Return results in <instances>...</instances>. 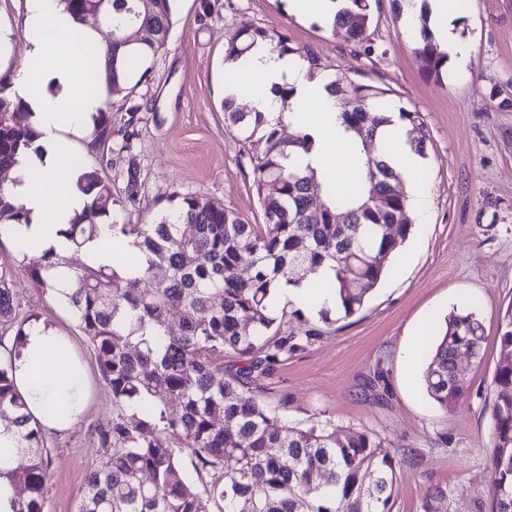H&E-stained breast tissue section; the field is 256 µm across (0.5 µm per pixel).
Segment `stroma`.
<instances>
[{
  "instance_id": "35a3bbf8",
  "label": "stroma",
  "mask_w": 512,
  "mask_h": 512,
  "mask_svg": "<svg viewBox=\"0 0 512 512\" xmlns=\"http://www.w3.org/2000/svg\"><path fill=\"white\" fill-rule=\"evenodd\" d=\"M364 42L346 41L330 25L301 17L287 0H176L167 42L138 84L104 92L112 136L92 130L74 139V155L112 185L119 224H147L186 194L224 204L246 221L263 215L252 186V150L224 121V42L242 22L283 33L291 47L318 58L322 74L345 84L386 90L390 108L420 112L426 165L417 177L431 206L394 264L395 271L357 315L322 323L289 296L295 347L258 382L256 394L289 423L331 422L337 436L370 432L397 447L392 512H491V416L487 391L503 356L501 311L512 302V0H466L452 10L456 33L471 46L467 76L425 77L415 60L417 31L393 0H371ZM26 0H0V65H25ZM133 146L120 150L124 133ZM16 246L0 241V277L20 315L71 337L89 372L84 415L45 435L44 512H75L85 477L103 457L99 429L112 424V391L95 352L68 310L34 288ZM484 325L481 360L461 357L464 402L441 408L426 400L421 372L406 354L416 334H430L453 309ZM321 333L308 335L310 325Z\"/></svg>"
}]
</instances>
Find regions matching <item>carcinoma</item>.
<instances>
[{
    "mask_svg": "<svg viewBox=\"0 0 512 512\" xmlns=\"http://www.w3.org/2000/svg\"><path fill=\"white\" fill-rule=\"evenodd\" d=\"M174 0H155L152 11L138 0H113L114 20L132 21L159 34L152 47L106 56L105 83L128 84L137 64L166 44ZM332 29L361 43L371 23L370 0H341ZM269 41L282 53H295L288 38L243 24L224 44L225 59L236 58L257 42ZM415 57L427 77H440L448 54L432 31L419 32ZM343 107L340 113L348 147L366 158L365 181L342 195L335 180L322 175L327 200L316 205L307 180L315 177L293 159L309 150L308 137L279 136L260 112L244 110L224 98V119L244 135L255 155L252 185L263 223L250 224L203 196L185 194L176 209L150 224H112V236L134 248L112 266L82 263L39 251L19 242L21 267L33 285L66 304L93 347L103 379L112 390V426L98 433L101 464L86 478L76 512H391L397 474L392 443L377 434L351 432L344 438L323 426L299 428L286 423L266 403L245 397L250 386L288 353L284 315L271 304L277 286L300 288L326 262L335 278L315 283L336 298V314H358L370 295L394 271V259L411 234L407 196L399 175L383 159L369 158L365 138H375L390 122L382 101L386 90L372 85L345 89L329 85ZM0 170L11 169L37 132L33 112L22 99L0 88ZM411 148L425 154L426 133L418 112H403ZM95 138L112 135L109 115H93ZM79 187L88 196L66 230L73 253L97 237L113 213L111 185L78 158ZM28 223L0 186V229ZM158 269L164 271L154 278ZM179 313L171 327V311ZM36 313L18 317L13 292L0 278V325L13 329L8 357L0 358V419L10 423L24 468L0 458V480L13 487V512H43L45 461L43 429L31 421L12 376V355L19 353ZM500 342L505 356L490 386L493 422L490 448L492 512H512V301L501 313ZM485 336L473 312L453 311L432 332L430 363L423 391L432 403L448 408L464 400L466 379L456 359L480 358ZM242 358L227 368L224 354ZM176 404L179 410L169 412ZM191 459L187 470L183 456ZM374 474L365 482L364 474Z\"/></svg>",
    "mask_w": 512,
    "mask_h": 512,
    "instance_id": "carcinoma-1",
    "label": "carcinoma"
}]
</instances>
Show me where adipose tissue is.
Listing matches in <instances>:
<instances>
[{"mask_svg": "<svg viewBox=\"0 0 512 512\" xmlns=\"http://www.w3.org/2000/svg\"><path fill=\"white\" fill-rule=\"evenodd\" d=\"M425 8L439 21L434 36L456 73L467 74L470 50L446 21L448 0H412L407 10L410 21H417ZM24 25L29 33L25 55L38 64L39 73L18 70L11 83L18 95L28 98L38 136L19 156L9 187L30 221L0 235L13 243L33 241L40 250L64 256L69 252L65 231L85 201L77 188L78 176L69 167L72 137L102 106L98 91L85 87L88 75L81 56L83 43L96 40L97 34L73 21L58 0H26ZM228 66L238 79L225 86V94L264 113L270 125L283 122L311 138L313 147L303 155V165L318 173L332 171L337 186L344 189L364 179V167L352 161L338 136L342 106L330 93L325 76L311 75L299 56L281 53L266 42ZM282 86L293 90L285 104L276 93ZM378 146L402 180L414 185L421 158L410 149L399 115H392L383 127ZM13 379L29 413L43 428L63 431L80 420L88 370L69 337L34 322L26 331L21 356L13 361Z\"/></svg>", "mask_w": 512, "mask_h": 512, "instance_id": "ef3b65f1", "label": "adipose tissue"}]
</instances>
